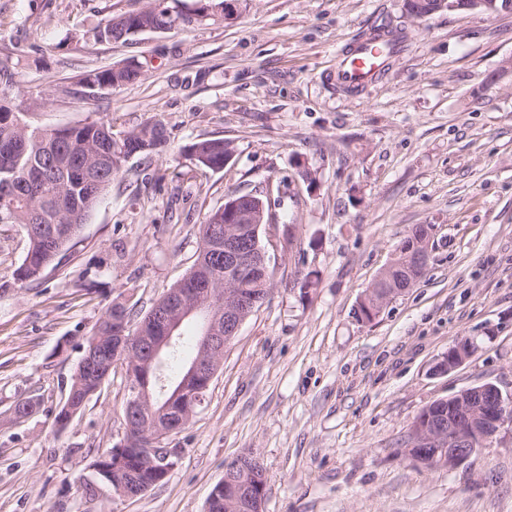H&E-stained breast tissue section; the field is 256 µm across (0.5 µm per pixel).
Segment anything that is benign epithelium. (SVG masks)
I'll list each match as a JSON object with an SVG mask.
<instances>
[{
	"instance_id": "1",
	"label": "benign epithelium",
	"mask_w": 512,
	"mask_h": 512,
	"mask_svg": "<svg viewBox=\"0 0 512 512\" xmlns=\"http://www.w3.org/2000/svg\"><path fill=\"white\" fill-rule=\"evenodd\" d=\"M463 9L492 16L512 9V0H465ZM224 212L238 228L229 232L215 226L206 228V247L188 275L155 303L152 314L136 331L119 337L114 348V356L120 357L118 364L122 368H127L130 361H139L151 372L161 355L172 346L183 321L205 312L199 354L187 365L174 393L176 398L185 397L189 410L200 402L201 392L216 375L228 340L237 335L248 317V310L257 305L253 299L246 301L228 291L224 309L219 311L202 301L198 289L210 288L217 282L227 285L240 273L262 279L270 271L267 251L259 238L248 240L253 204L232 195L225 198ZM474 349L471 339L460 341L448 349V355L435 365V371L444 374L457 368ZM128 376L134 381V394L125 404L127 416L151 404L150 378L136 379L131 371ZM455 398L457 401L448 405V420L425 412L413 430V438L422 448L421 455L449 468L468 461L476 453L475 442H486L497 435L505 423H512V393H503L493 383L462 390ZM177 430L178 423L168 418L157 423L149 434L127 424L115 447L142 444L146 454L168 457L171 451L162 447V442Z\"/></svg>"
}]
</instances>
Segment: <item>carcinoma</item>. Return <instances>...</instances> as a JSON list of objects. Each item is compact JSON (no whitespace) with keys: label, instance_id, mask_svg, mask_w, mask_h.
<instances>
[{"label":"carcinoma","instance_id":"obj_1","mask_svg":"<svg viewBox=\"0 0 512 512\" xmlns=\"http://www.w3.org/2000/svg\"><path fill=\"white\" fill-rule=\"evenodd\" d=\"M193 13L175 10L169 0H146L137 11L110 15L93 32L95 42L105 45L125 43L134 28L152 32L174 29L191 30L195 26L224 22V0H199ZM139 66L131 62L116 63L101 71H84L74 76L75 83L90 90L112 89L140 79ZM45 98L26 87L19 79L16 67L0 61V182L5 172L14 178L9 190L0 188V224H18L27 237L28 248L22 263L15 271V282L27 285L38 281L44 270L87 223L103 195L122 171L130 153L145 159L160 153L170 137L158 143L154 139L157 128H166L164 122L149 118L138 127L116 137L112 121H95L61 129L41 128L28 120V115L42 108ZM233 147L224 138H207L192 143L188 156L195 166L211 171L224 168V153ZM428 228L414 224L398 246L395 263L384 270L373 291L366 294L360 305L361 317L371 320V311L397 292L410 286L414 271L403 262L407 246L419 241ZM273 276L256 282L243 279L239 288L268 297ZM138 302L129 299L112 301L94 333L82 346V357L96 365V374L76 368L67 396L69 406H61L56 414L58 425L69 420V411H80L112 374V336L119 327H129ZM181 340L162 359L161 375L169 388L180 378L185 360L181 358ZM93 467L110 488L123 484L134 491L141 486H156L163 482L164 464L156 458L141 456L131 445L122 453L108 448L98 454ZM219 512H248L253 508L247 499L224 498L219 490Z\"/></svg>","mask_w":512,"mask_h":512}]
</instances>
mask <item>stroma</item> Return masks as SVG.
I'll list each match as a JSON object with an SVG mask.
<instances>
[{
	"mask_svg": "<svg viewBox=\"0 0 512 512\" xmlns=\"http://www.w3.org/2000/svg\"><path fill=\"white\" fill-rule=\"evenodd\" d=\"M146 0H0V61L46 104L45 128L161 118L159 156L129 160L79 235L27 286V240L0 224V512H205L225 466L265 469V512H512V429L431 470L404 453L423 408L486 382L512 392V13L405 17L403 0H238L231 19L94 43ZM407 47L358 94L339 54L373 26ZM130 60L141 78L91 97L75 74ZM234 143L220 171L185 146ZM315 177L307 184L301 170ZM279 198L261 229L272 290L228 344L204 404L165 440L172 468L127 500L96 455L123 434L115 369L55 425L82 345L112 300L148 309L191 270L198 226L228 191ZM436 227L425 274L372 321L360 300L409 226ZM464 338L455 370L436 363ZM35 414L13 420L20 400ZM474 342L466 338L448 350V355L439 361L434 369L438 373H448L460 366L474 351Z\"/></svg>",
	"mask_w": 512,
	"mask_h": 512,
	"instance_id": "obj_1",
	"label": "stroma"
}]
</instances>
